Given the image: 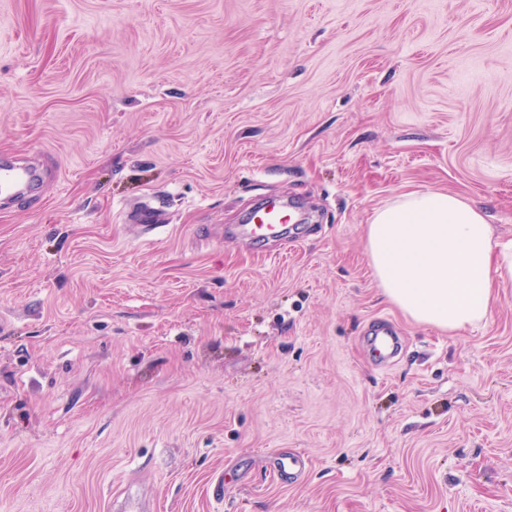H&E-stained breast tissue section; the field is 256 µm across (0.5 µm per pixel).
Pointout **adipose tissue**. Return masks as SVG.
I'll return each instance as SVG.
<instances>
[{"mask_svg": "<svg viewBox=\"0 0 512 512\" xmlns=\"http://www.w3.org/2000/svg\"><path fill=\"white\" fill-rule=\"evenodd\" d=\"M365 251L390 304L451 333L484 320L494 284L512 281V242L495 241L484 210L447 192L406 193L375 210Z\"/></svg>", "mask_w": 512, "mask_h": 512, "instance_id": "adipose-tissue-1", "label": "adipose tissue"}]
</instances>
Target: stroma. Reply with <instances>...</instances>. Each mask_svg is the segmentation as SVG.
Listing matches in <instances>:
<instances>
[{
  "label": "stroma",
  "instance_id": "stroma-1",
  "mask_svg": "<svg viewBox=\"0 0 512 512\" xmlns=\"http://www.w3.org/2000/svg\"><path fill=\"white\" fill-rule=\"evenodd\" d=\"M0 154V512H512V282L443 332L364 250L413 191L512 240V0H0ZM38 179L37 168L25 164L4 160L0 156V196L16 201L30 195V189ZM295 221L296 217L287 204L278 199H268L249 214L247 224L237 227L236 234L253 245L270 239L281 240L282 245L288 249V244H293L290 233ZM367 344L370 360L377 366L388 365L402 349L400 337L386 321L374 323Z\"/></svg>",
  "mask_w": 512,
  "mask_h": 512
}]
</instances>
